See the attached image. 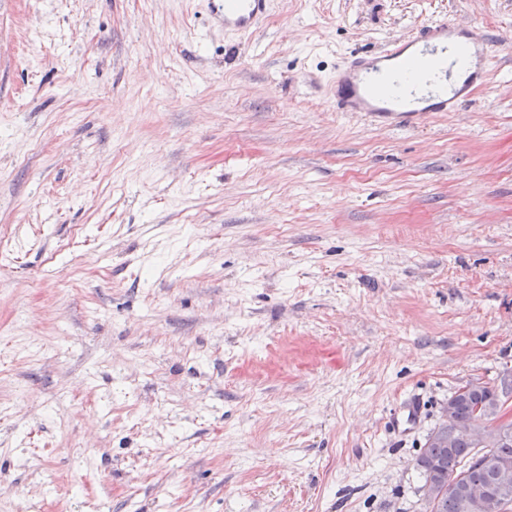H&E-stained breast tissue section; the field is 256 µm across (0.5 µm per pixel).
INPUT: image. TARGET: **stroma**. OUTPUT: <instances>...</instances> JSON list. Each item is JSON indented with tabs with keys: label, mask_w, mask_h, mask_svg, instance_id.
Instances as JSON below:
<instances>
[{
	"label": "stroma",
	"mask_w": 512,
	"mask_h": 512,
	"mask_svg": "<svg viewBox=\"0 0 512 512\" xmlns=\"http://www.w3.org/2000/svg\"><path fill=\"white\" fill-rule=\"evenodd\" d=\"M209 9L0 0V512H425L441 408L512 369V0ZM439 18L486 86L333 109ZM224 30L247 33L255 29L269 8V0H212ZM463 30L466 40L457 62L475 60L476 70L459 89L448 91V70L441 76L448 38ZM495 48L476 25H458L447 19L434 21L407 40L389 42L378 53L354 52L336 65L338 112H362L371 123L389 127H419L432 112H453L464 95L490 81ZM372 56H377L369 61ZM476 87V88H475ZM475 88V89H474Z\"/></svg>",
	"instance_id": "stroma-1"
}]
</instances>
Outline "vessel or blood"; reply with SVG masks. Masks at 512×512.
I'll use <instances>...</instances> for the list:
<instances>
[{
    "instance_id": "vessel-or-blood-1",
    "label": "vessel or blood",
    "mask_w": 512,
    "mask_h": 512,
    "mask_svg": "<svg viewBox=\"0 0 512 512\" xmlns=\"http://www.w3.org/2000/svg\"><path fill=\"white\" fill-rule=\"evenodd\" d=\"M225 30L246 33L255 29L269 8V0H212ZM455 23L434 21L410 38L389 42L376 58L355 52L336 66L332 103L340 112H359L370 122L389 127H418L435 112L455 111L464 95L485 86L492 75L495 48L476 25L463 29L466 39L459 58L474 60L475 70L461 88L449 89L441 76L448 39Z\"/></svg>"
}]
</instances>
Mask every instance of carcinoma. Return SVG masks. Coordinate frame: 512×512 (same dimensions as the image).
<instances>
[{
	"label": "carcinoma",
	"instance_id": "obj_1",
	"mask_svg": "<svg viewBox=\"0 0 512 512\" xmlns=\"http://www.w3.org/2000/svg\"><path fill=\"white\" fill-rule=\"evenodd\" d=\"M506 395H512V384L471 388L469 395L455 396V416L465 421L480 415L490 421L496 415L497 403ZM487 455L512 462V435L496 448H478L465 437L450 440L446 434L427 436L424 448L416 458V468L423 480L435 478L441 483L442 495L431 512H464L461 493L448 492V483L460 487L488 484L490 473L483 464Z\"/></svg>",
	"mask_w": 512,
	"mask_h": 512
}]
</instances>
